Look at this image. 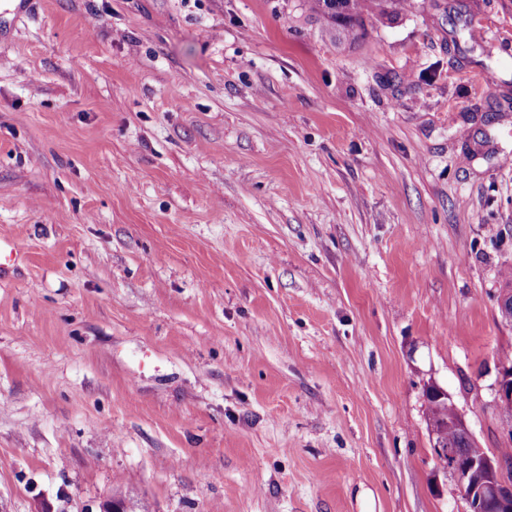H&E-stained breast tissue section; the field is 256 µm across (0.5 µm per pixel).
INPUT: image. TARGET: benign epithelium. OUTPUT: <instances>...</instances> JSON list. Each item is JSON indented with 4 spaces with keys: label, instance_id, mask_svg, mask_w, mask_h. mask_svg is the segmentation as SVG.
Instances as JSON below:
<instances>
[{
    "label": "benign epithelium",
    "instance_id": "1",
    "mask_svg": "<svg viewBox=\"0 0 512 512\" xmlns=\"http://www.w3.org/2000/svg\"><path fill=\"white\" fill-rule=\"evenodd\" d=\"M494 401H512V368L498 366ZM435 458H443L442 472L451 477L464 495L469 512H512V486L502 479L503 462L484 450L467 456L453 448H434Z\"/></svg>",
    "mask_w": 512,
    "mask_h": 512
}]
</instances>
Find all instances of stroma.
<instances>
[{
  "label": "stroma",
  "mask_w": 512,
  "mask_h": 512,
  "mask_svg": "<svg viewBox=\"0 0 512 512\" xmlns=\"http://www.w3.org/2000/svg\"><path fill=\"white\" fill-rule=\"evenodd\" d=\"M0 0V512H469L503 447L512 0ZM305 6L320 16L336 44L359 41L365 34V18L378 14L396 17L412 0H305ZM500 362L512 366V350L501 353ZM498 366V375L494 384V401L500 408L503 402L512 401V368L502 364ZM429 392L448 397H429L425 402V418L427 429L432 424L443 429V436L435 438V444H451L460 452L469 450L468 440L457 431L448 428L456 415V409L450 395L436 382L425 385ZM454 448H433L437 461L440 457L442 472L450 476L464 495L469 506V512H511L512 490L502 479L503 462L509 466L512 479V442L498 449L497 456L489 455L484 450H477L467 456H461ZM448 454V461L447 456Z\"/></svg>",
  "instance_id": "35a3bbf8"
}]
</instances>
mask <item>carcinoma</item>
I'll list each match as a JSON object with an SVG mask.
<instances>
[{"instance_id":"obj_1","label":"carcinoma","mask_w":512,"mask_h":512,"mask_svg":"<svg viewBox=\"0 0 512 512\" xmlns=\"http://www.w3.org/2000/svg\"><path fill=\"white\" fill-rule=\"evenodd\" d=\"M308 10L320 16L326 31L336 37V44L352 43L363 38L365 18L378 14L395 17L407 10L412 0H304ZM456 415L452 400L436 395L425 402L426 424L443 430V436L435 443L451 444L461 452L469 450L468 440L460 433L448 428Z\"/></svg>"}]
</instances>
